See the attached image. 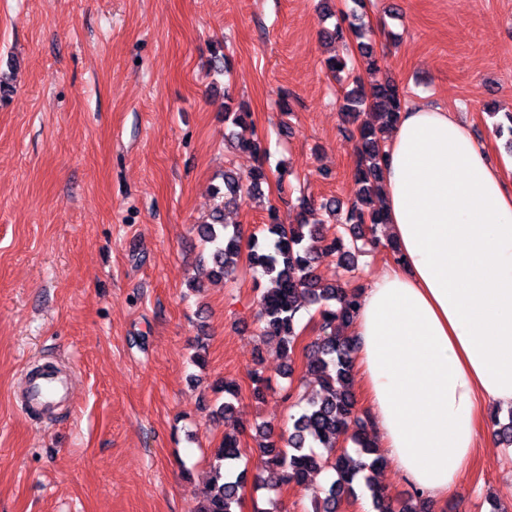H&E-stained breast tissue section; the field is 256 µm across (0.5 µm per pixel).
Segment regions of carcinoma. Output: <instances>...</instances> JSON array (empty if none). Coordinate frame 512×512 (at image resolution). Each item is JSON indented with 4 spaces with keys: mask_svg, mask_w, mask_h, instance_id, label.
<instances>
[{
    "mask_svg": "<svg viewBox=\"0 0 512 512\" xmlns=\"http://www.w3.org/2000/svg\"><path fill=\"white\" fill-rule=\"evenodd\" d=\"M356 18L358 15L353 12L342 14V23L323 31V38L347 42L350 36L359 35ZM352 84L344 95L342 115L356 139L353 179L357 189L344 210L334 201L324 205L326 209L342 212L341 224L348 226L352 240L345 242L341 234L328 236L321 224L306 221L304 214L311 207L304 199L294 224L284 223L280 210L269 206L263 238L252 237L248 241L249 262L270 283L259 302L263 333L278 339L281 353L290 363V376L302 335L298 331L299 318L311 306L316 307L318 314L317 336L305 355L304 368L306 373L317 376L319 389L298 398L301 411L293 416L287 437L276 441L267 426L256 428L255 440L261 452L256 479L261 486L277 492L288 485L306 487L311 473L330 470L334 478L312 492L313 512H336L339 502L355 496L356 486L360 484L369 493L374 512H430L427 501L419 497L394 499L372 481L370 473L382 465L383 456L364 429V422L355 418L356 402L351 385L354 344L352 337L343 335V328L350 324L357 308L358 288L347 281L323 283L315 273V262L321 255L335 256L341 267L353 268L357 253L362 251L360 241L376 252L387 248L377 235L378 226L386 223V217L382 209L374 207L373 196L381 188L384 138L392 131L404 103L398 86L391 80L366 84L355 77ZM244 181L249 190L259 193L268 183L269 175L261 164L244 178L227 170L223 187L215 188V194L222 196L226 204L235 203ZM198 234L211 247L212 273L223 276L234 271L241 257L242 236L239 227L224 223V208L216 209L211 222L198 227ZM224 394L228 400L215 410V415L220 417L233 411L238 387L226 383ZM490 419L500 442L512 447V408L507 421H501L498 410L491 412ZM352 425L358 428L352 435L358 448L356 458L346 449L337 448L340 437ZM244 455L237 436H224L222 446L212 458V475L195 512H238L245 472L237 471V465Z\"/></svg>",
    "mask_w": 512,
    "mask_h": 512,
    "instance_id": "obj_1",
    "label": "carcinoma"
}]
</instances>
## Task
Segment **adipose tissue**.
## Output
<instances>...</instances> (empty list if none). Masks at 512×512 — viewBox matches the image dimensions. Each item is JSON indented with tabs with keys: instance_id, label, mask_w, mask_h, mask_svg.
Listing matches in <instances>:
<instances>
[{
	"instance_id": "adipose-tissue-1",
	"label": "adipose tissue",
	"mask_w": 512,
	"mask_h": 512,
	"mask_svg": "<svg viewBox=\"0 0 512 512\" xmlns=\"http://www.w3.org/2000/svg\"><path fill=\"white\" fill-rule=\"evenodd\" d=\"M384 151L400 260L360 290L354 366L380 448L438 507L512 407V179L432 104L405 106Z\"/></svg>"
}]
</instances>
